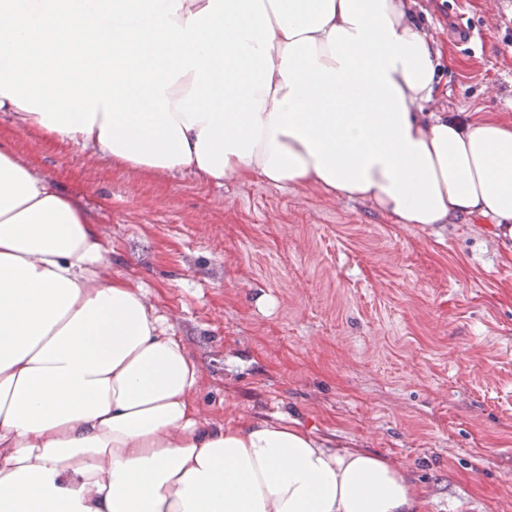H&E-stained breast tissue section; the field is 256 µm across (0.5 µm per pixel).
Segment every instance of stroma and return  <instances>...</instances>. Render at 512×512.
<instances>
[{
    "instance_id": "stroma-1",
    "label": "stroma",
    "mask_w": 512,
    "mask_h": 512,
    "mask_svg": "<svg viewBox=\"0 0 512 512\" xmlns=\"http://www.w3.org/2000/svg\"><path fill=\"white\" fill-rule=\"evenodd\" d=\"M448 48L429 112L512 121V0H418ZM0 143L97 224L200 370L201 416L285 417L391 459L428 512H512V248L261 181L91 162L0 112Z\"/></svg>"
}]
</instances>
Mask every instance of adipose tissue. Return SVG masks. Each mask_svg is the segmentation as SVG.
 <instances>
[{
	"label": "adipose tissue",
	"instance_id": "obj_1",
	"mask_svg": "<svg viewBox=\"0 0 512 512\" xmlns=\"http://www.w3.org/2000/svg\"><path fill=\"white\" fill-rule=\"evenodd\" d=\"M416 0H0V112L92 160L367 202L512 239V122L423 106ZM99 228L0 147V512H424L390 459L215 423Z\"/></svg>",
	"mask_w": 512,
	"mask_h": 512
}]
</instances>
